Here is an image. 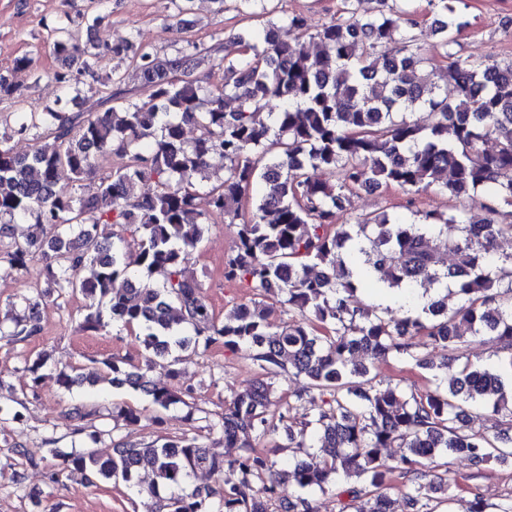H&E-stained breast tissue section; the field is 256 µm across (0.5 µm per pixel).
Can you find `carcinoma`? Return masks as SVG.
I'll list each match as a JSON object with an SVG mask.
<instances>
[{
    "instance_id": "1",
    "label": "carcinoma",
    "mask_w": 512,
    "mask_h": 512,
    "mask_svg": "<svg viewBox=\"0 0 512 512\" xmlns=\"http://www.w3.org/2000/svg\"><path fill=\"white\" fill-rule=\"evenodd\" d=\"M357 2L344 0L340 17L314 35L322 47L315 55L303 49L300 16L257 29L243 57L220 60L224 85L217 90L203 85L200 69L211 59L192 42L179 55L160 58L134 38L81 47L63 22L52 27L56 57L64 62L52 78L66 95L52 107L19 112L15 133L34 136L30 153L0 144L3 255L21 275L41 265L58 294H81V330L136 332L145 361L127 368L107 362L116 389L140 391L161 408L184 403L149 373L164 362L177 373L201 341L244 346L260 369L217 423L226 447L239 449L236 458L226 460L200 436L184 434L126 440L107 460L90 448H53L62 472L89 484H136L146 512H270L273 501L277 512H315L307 497L278 495L280 485L324 491L340 476L358 479L346 490L355 512H394L387 486L396 473L407 486L402 512H432L433 494L448 486L436 473L438 460L463 456L481 465L512 457L505 451L512 445V62L454 51L466 23L454 0H428L429 12L440 16L435 32L450 59L429 80L421 74L426 58L413 33L418 22L396 0H373L366 16L358 14ZM387 43L394 47L379 67L376 51ZM106 56L135 62L148 96L118 109L69 114V102L100 92L81 88L82 77ZM226 100L236 107L225 110ZM417 111L426 122L413 119ZM187 124L197 131L191 140L182 137ZM488 140L495 142L491 151L483 148ZM101 152L121 163L95 192L59 185V170L78 182ZM218 158L224 176L213 180L209 170ZM318 170L340 179L319 180ZM197 178L211 182L202 194ZM258 182L268 191L239 225L224 279L248 285L264 300L241 303L219 322L200 284L183 276L182 255L204 240L209 213L240 216ZM139 186L149 190L137 194ZM391 186L411 197L433 187L453 202L488 193L492 204L478 220L453 205L425 211L417 223L380 212L335 228L336 211L350 196ZM202 195L206 210L198 203ZM450 224L458 230L454 239L445 235ZM128 230L142 238L133 256L112 241ZM447 251L455 255L448 267ZM86 268L91 274L83 277ZM366 282L422 288L429 298L415 316H388L357 299ZM23 303L12 327L0 326L1 339L25 340L41 331L40 299ZM276 305L298 317L275 324ZM482 334L496 336L493 363H475L466 354ZM420 335L459 365L452 385L410 394L397 384L374 386L358 352L431 370L433 363L416 351ZM282 374L303 380L294 392L303 414L286 412L274 421L266 406L272 378ZM470 408L500 421L474 430ZM93 414L73 408L66 416L70 434L83 433ZM281 429L296 447L318 448L330 460L322 467L304 459L277 467L255 442ZM394 446L405 452L391 465L381 449ZM145 466L153 480L142 487L138 475ZM198 470L216 477V485H186ZM161 487L178 492L162 500Z\"/></svg>"
}]
</instances>
